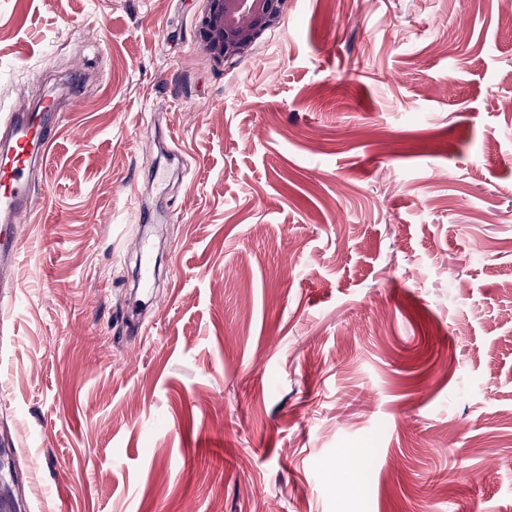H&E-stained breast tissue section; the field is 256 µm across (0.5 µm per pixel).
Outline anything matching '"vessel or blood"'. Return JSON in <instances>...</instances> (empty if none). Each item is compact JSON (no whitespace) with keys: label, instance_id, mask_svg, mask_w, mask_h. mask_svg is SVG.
Segmentation results:
<instances>
[{"label":"vessel or blood","instance_id":"obj_1","mask_svg":"<svg viewBox=\"0 0 512 512\" xmlns=\"http://www.w3.org/2000/svg\"><path fill=\"white\" fill-rule=\"evenodd\" d=\"M63 113L55 100L49 99L32 112L12 114L0 130V282L14 280L19 256L22 225L44 207L45 197L36 195L30 175L44 165Z\"/></svg>","mask_w":512,"mask_h":512}]
</instances>
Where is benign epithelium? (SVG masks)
<instances>
[{
  "instance_id": "7a95c632",
  "label": "benign epithelium",
  "mask_w": 512,
  "mask_h": 512,
  "mask_svg": "<svg viewBox=\"0 0 512 512\" xmlns=\"http://www.w3.org/2000/svg\"><path fill=\"white\" fill-rule=\"evenodd\" d=\"M285 0H207L198 22L201 43L218 65L238 60L276 25Z\"/></svg>"
}]
</instances>
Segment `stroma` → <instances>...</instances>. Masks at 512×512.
<instances>
[{"instance_id": "1", "label": "stroma", "mask_w": 512, "mask_h": 512, "mask_svg": "<svg viewBox=\"0 0 512 512\" xmlns=\"http://www.w3.org/2000/svg\"><path fill=\"white\" fill-rule=\"evenodd\" d=\"M0 0V119L77 77L0 288L27 512H512L505 0ZM172 135L182 176L146 166ZM147 187L149 210L128 199ZM166 216L153 296L126 269ZM285 0H207L198 22L201 43L218 65L238 60L276 25Z\"/></svg>"}]
</instances>
